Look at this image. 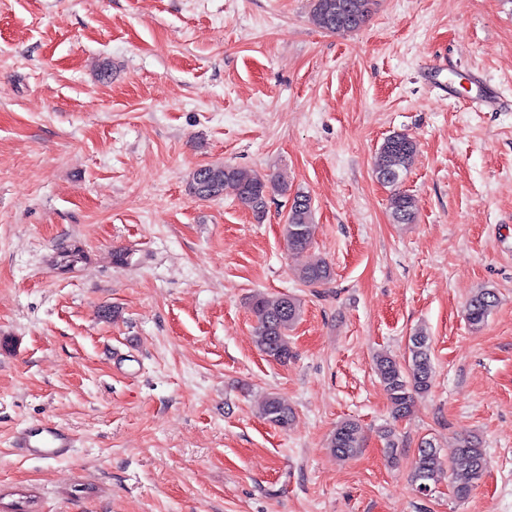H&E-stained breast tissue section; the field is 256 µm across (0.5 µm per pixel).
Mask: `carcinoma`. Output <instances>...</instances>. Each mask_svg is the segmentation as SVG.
<instances>
[{"label": "carcinoma", "instance_id": "cac0c4a2", "mask_svg": "<svg viewBox=\"0 0 512 512\" xmlns=\"http://www.w3.org/2000/svg\"><path fill=\"white\" fill-rule=\"evenodd\" d=\"M376 0H313L312 17L322 29L337 33L351 32L361 28L369 19ZM416 143L404 133L387 137L380 148L381 166L376 170L379 182L393 188L389 199L390 213L396 224H413L417 217L415 199L397 189L402 175L414 162ZM231 186L239 202L250 209L253 215L263 218L267 204L276 195L288 192V183L279 176L262 175L229 165H206L196 169L192 175V193L200 199H212ZM313 208L311 197L296 191L283 224L288 247L303 251L309 247L314 236ZM333 277L332 268L318 262L301 268L298 279L308 285L320 284ZM497 305V296L490 288H479L466 304V319L474 329L482 327ZM251 311L255 317L254 342L257 348L271 360L285 363L293 357L288 331L301 313L300 301L290 295L270 299L255 295L251 299ZM409 356L401 362L387 353L375 358V371L388 394L393 417L409 416L415 399L429 391L433 380V363L427 336L419 331L410 337ZM263 418L273 427L288 431L293 419V409L284 398L275 394L267 397L262 408ZM363 447L362 427L355 420L339 422L328 439V448L340 460L355 457ZM485 471V455L476 437L461 440L454 457L443 469L437 448L424 441L417 449L410 470V481L417 491L428 494L445 473L460 474L464 481L453 487L458 499L469 496L475 483Z\"/></svg>", "mask_w": 512, "mask_h": 512}]
</instances>
